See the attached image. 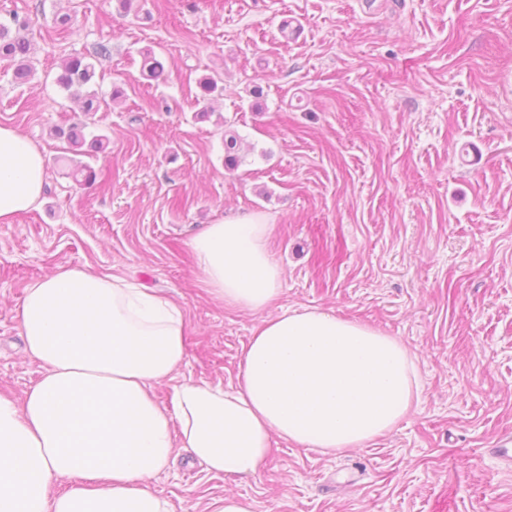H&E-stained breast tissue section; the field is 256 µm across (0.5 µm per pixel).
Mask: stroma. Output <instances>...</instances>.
Here are the masks:
<instances>
[{"label":"stroma","instance_id":"35a3bbf8","mask_svg":"<svg viewBox=\"0 0 512 512\" xmlns=\"http://www.w3.org/2000/svg\"><path fill=\"white\" fill-rule=\"evenodd\" d=\"M0 0L27 20L34 75L0 62V124L48 162L36 208L0 224V390L40 378L16 319L28 283L61 265L162 291L185 308L181 374L234 384L259 314L211 299L190 237L260 213L283 308H320L400 337L417 357L416 411L363 448L325 455L276 440L262 472L230 482L188 454L152 490L208 512L232 490L254 512H512V0ZM70 13L58 32L53 18ZM288 30H281V23ZM96 63L100 108L54 83L73 52ZM164 76L146 81L142 49ZM224 94L196 118L197 80ZM124 95L111 100L113 86ZM107 148L86 187L54 159L56 128ZM236 133L241 165L224 166Z\"/></svg>","mask_w":512,"mask_h":512}]
</instances>
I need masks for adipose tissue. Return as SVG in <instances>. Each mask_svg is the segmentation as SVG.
Returning <instances> with one entry per match:
<instances>
[{"instance_id": "ef3b65f1", "label": "adipose tissue", "mask_w": 512, "mask_h": 512, "mask_svg": "<svg viewBox=\"0 0 512 512\" xmlns=\"http://www.w3.org/2000/svg\"><path fill=\"white\" fill-rule=\"evenodd\" d=\"M46 178L34 143L0 125V224L40 203ZM272 230L246 214L188 241L211 297L262 316L226 388L181 377L187 319L168 296L71 266L27 285L17 318L43 373L23 402L0 394V512H171L149 483L180 453L241 480L273 440L348 452L410 416L422 384L398 337L331 310L275 309ZM164 383L165 404L152 393Z\"/></svg>"}]
</instances>
